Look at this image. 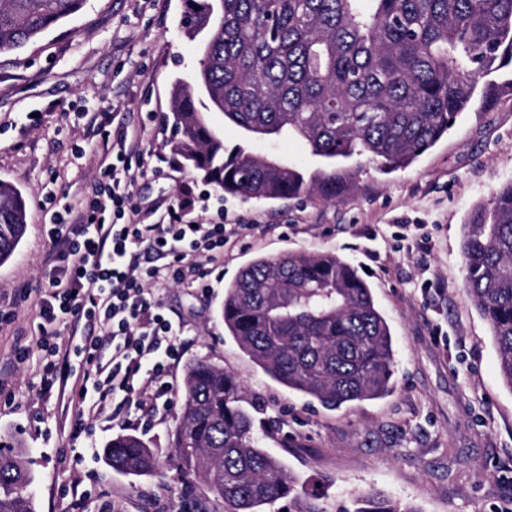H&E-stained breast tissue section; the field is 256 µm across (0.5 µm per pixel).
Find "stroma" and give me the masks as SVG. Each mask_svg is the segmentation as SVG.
<instances>
[{
	"instance_id": "1",
	"label": "stroma",
	"mask_w": 512,
	"mask_h": 512,
	"mask_svg": "<svg viewBox=\"0 0 512 512\" xmlns=\"http://www.w3.org/2000/svg\"><path fill=\"white\" fill-rule=\"evenodd\" d=\"M184 0H86L43 37L0 54V179L27 200L26 231L0 264V309L16 313L0 331V448L22 452L37 512H224L199 478L183 474L172 446L181 399L145 412L122 407L79 420L69 399L41 390L34 310L22 296L44 276L49 197L68 191L79 206L103 174L105 138L138 133L163 171L131 170L133 200L165 210L186 201L184 220L223 217L238 225L207 292L179 283L154 291L163 312L185 324L183 354L168 381L206 360L246 389L261 448L328 500L374 488L414 512H512V389L499 375L490 329L464 288L463 224L470 209L512 180V98L469 112L404 171L365 166L339 202L244 201L205 183L168 142L175 78L200 67L182 28ZM102 112L104 132L77 114ZM226 149L242 145L307 170L317 165L296 140L250 139L222 113L210 115ZM334 252L361 272L392 333V394L338 410L288 390L224 330V288L242 266L284 253ZM28 349L17 366L14 352ZM156 448V468L134 477L89 460L117 434Z\"/></svg>"
}]
</instances>
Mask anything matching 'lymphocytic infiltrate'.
<instances>
[{"mask_svg": "<svg viewBox=\"0 0 512 512\" xmlns=\"http://www.w3.org/2000/svg\"><path fill=\"white\" fill-rule=\"evenodd\" d=\"M105 160L107 179L92 197L77 210L63 204L45 225L48 285L34 291L44 389H69L78 407L95 417L120 393L146 389L156 400L171 394L165 362L177 355L183 327L152 304L148 288L173 277L203 280L209 267L224 262L226 232L220 220L186 224L174 206L146 221L127 180L132 165L144 163L136 145L119 138ZM143 248L171 255L175 269L134 268ZM74 355L82 369L65 376Z\"/></svg>", "mask_w": 512, "mask_h": 512, "instance_id": "obj_1", "label": "lymphocytic infiltrate"}]
</instances>
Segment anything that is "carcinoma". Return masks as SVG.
Listing matches in <instances>:
<instances>
[{
  "mask_svg": "<svg viewBox=\"0 0 512 512\" xmlns=\"http://www.w3.org/2000/svg\"><path fill=\"white\" fill-rule=\"evenodd\" d=\"M86 0H0V53L38 40ZM185 33L206 34L196 87L207 109L245 131L297 139L321 166L307 171L224 137L189 85L172 87L165 120L174 153L224 193L337 202L362 168H406L473 107L512 96V0H185ZM26 201L0 180V263L25 231ZM464 287L487 321L502 382L512 390V182L470 212ZM224 328L267 375L339 409L394 390L390 328L371 288L336 253H285L243 266L224 289ZM241 381L203 360L185 367L173 448L184 472L213 487L225 512H328L308 486L260 448ZM112 468L149 475L155 451L117 435ZM18 455H0V512H36ZM336 512H415L372 493Z\"/></svg>",
  "mask_w": 512,
  "mask_h": 512,
  "instance_id": "cac0c4a2",
  "label": "carcinoma"
}]
</instances>
